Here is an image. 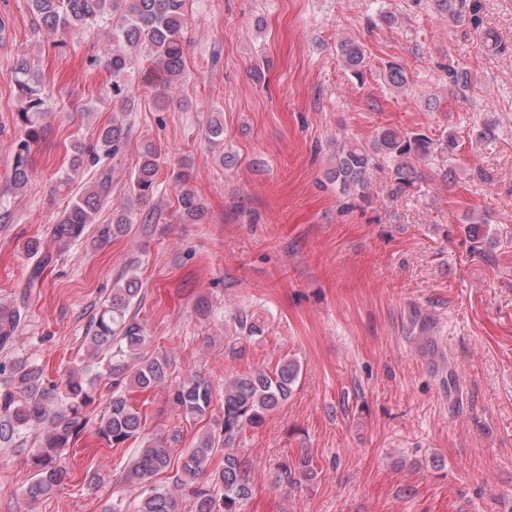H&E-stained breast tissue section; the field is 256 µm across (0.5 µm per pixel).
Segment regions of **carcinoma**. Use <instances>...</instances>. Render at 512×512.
<instances>
[{
  "instance_id": "cac0c4a2",
  "label": "carcinoma",
  "mask_w": 512,
  "mask_h": 512,
  "mask_svg": "<svg viewBox=\"0 0 512 512\" xmlns=\"http://www.w3.org/2000/svg\"><path fill=\"white\" fill-rule=\"evenodd\" d=\"M28 2L33 25L46 32L57 48L89 26L111 24L112 45L104 54V62L112 75V102L123 111L132 104L128 76L140 60L148 61L151 77L168 93L186 71L184 32L192 22L187 0ZM431 2L446 22L459 24L468 16L483 43L501 47L493 34L479 31L477 0ZM338 52L350 76L363 82L364 46L344 38L338 44ZM447 75L448 83L458 92L466 91L472 83L471 72L455 62L448 64ZM380 77L392 89L402 90L409 83L404 67L394 61L385 62ZM11 79L21 106L16 113L9 183L13 191L21 192L33 175L34 147L45 136L47 92L42 73L25 54L14 60ZM127 138V125L114 119L99 129L94 143L73 145L72 170L88 162L96 167V176L52 226L51 239L59 248L81 239L88 226L95 223L97 214L112 201L110 160ZM204 141L210 146L224 145V124L219 118L210 120ZM457 148L452 134L434 139L422 130L384 128L368 145L348 139L337 143L326 180L348 199L369 204L371 170L385 166L390 172V197L397 199L416 189L420 162L438 164L444 167L443 178H455L454 168L447 163ZM160 159L153 145L144 146L138 166L131 173L127 197L112 208V224L103 229L104 236L125 232L135 220L137 207L153 199L159 189ZM188 179L186 174L178 176L177 212L181 221L194 224L204 216L205 204L188 186ZM466 234L471 252L485 253L481 225H468ZM25 249L38 257L30 272V280L35 281L53 261V253L41 250L37 242L27 243ZM141 293L142 283L133 271L113 284L86 330V355L67 367L57 383L45 381L42 370L26 358L16 356L0 361V449L27 455L34 476L26 496L39 500L67 483L69 467L61 459V450L90 426L98 438L112 447L130 440L140 444L126 470L125 481L138 486L141 492L129 503L116 499L107 512H181L186 503L190 512H239L238 506L252 489L249 461L236 451V441L247 429L262 425L268 414L288 401L300 380V362L284 357L271 370L259 368L228 378L224 380V394L216 401L213 385L204 376L189 372L176 377V360L152 348L146 326L138 317ZM22 322L20 308L0 304V349L13 344ZM262 332L253 315L236 310L232 332L225 337L224 352L232 357L242 356L247 342ZM104 377L112 381V391L99 415L92 419L89 408L98 400L97 386ZM157 387L168 389L171 403L186 418H202L214 403H220L219 427L199 435L176 459L173 445L179 442V436L146 434L144 416L128 397L132 388L150 391ZM34 430L38 434L30 442L29 433ZM217 457L219 465L212 470L210 465ZM168 469L173 473L171 485H152L153 478ZM319 474L313 458L301 455L280 465L278 480L314 482Z\"/></svg>"
}]
</instances>
